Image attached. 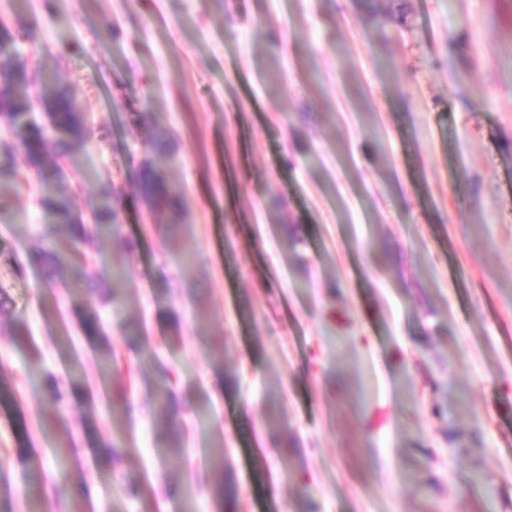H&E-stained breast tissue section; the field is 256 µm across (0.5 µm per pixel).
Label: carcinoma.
Here are the masks:
<instances>
[{
	"label": "carcinoma",
	"instance_id": "carcinoma-1",
	"mask_svg": "<svg viewBox=\"0 0 512 512\" xmlns=\"http://www.w3.org/2000/svg\"><path fill=\"white\" fill-rule=\"evenodd\" d=\"M14 37L8 30L0 31V77L15 84V94L0 99V123L6 124L14 138L0 142V192L5 181L16 178V171L10 163L15 152H22L29 159L30 167L38 178L46 177L45 147L51 142L60 154L83 138L84 125L81 113L75 111L71 96L65 90L54 85L44 86L41 92L33 96L27 92L28 78L21 66L14 65ZM42 102L48 109L47 122H38L33 117L35 103ZM140 191L142 200L158 211L178 212L181 209V194L166 183L163 173L149 163L140 170ZM41 205L51 213L54 223L63 228L67 235L65 241H54L33 253L34 262L50 269L63 262V253L77 252V246L86 241L85 224L75 209L70 195L65 192L57 196L42 199ZM119 212L104 200L92 212V220L99 227H111L119 224ZM74 285L77 288L91 287L103 281L101 274L90 271L85 266L74 273ZM157 408L155 423L158 427L169 429L175 420V402L167 379L156 384Z\"/></svg>",
	"mask_w": 512,
	"mask_h": 512
}]
</instances>
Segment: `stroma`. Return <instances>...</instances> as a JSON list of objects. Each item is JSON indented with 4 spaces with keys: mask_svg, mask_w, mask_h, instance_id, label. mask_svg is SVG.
Segmentation results:
<instances>
[{
    "mask_svg": "<svg viewBox=\"0 0 512 512\" xmlns=\"http://www.w3.org/2000/svg\"><path fill=\"white\" fill-rule=\"evenodd\" d=\"M0 20L84 121L48 150L61 176L0 194L13 512H110L131 477L128 512H218L220 453L235 512H512V0H0ZM146 159L181 214L144 206ZM65 183L86 219L115 187L86 250L125 268L121 317L32 261ZM157 408L155 412V423L158 427L169 429L175 420V402L172 391L164 377L156 384Z\"/></svg>",
    "mask_w": 512,
    "mask_h": 512,
    "instance_id": "35a3bbf8",
    "label": "stroma"
}]
</instances>
